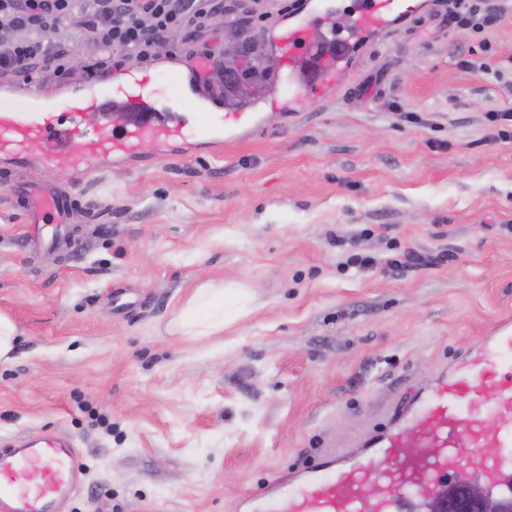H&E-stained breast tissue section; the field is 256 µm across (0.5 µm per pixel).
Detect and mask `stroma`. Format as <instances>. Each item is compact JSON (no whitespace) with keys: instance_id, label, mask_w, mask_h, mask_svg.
<instances>
[{"instance_id":"35a3bbf8","label":"stroma","mask_w":512,"mask_h":512,"mask_svg":"<svg viewBox=\"0 0 512 512\" xmlns=\"http://www.w3.org/2000/svg\"><path fill=\"white\" fill-rule=\"evenodd\" d=\"M361 44L343 83L304 112L268 111L229 145L147 164L96 162L45 180L73 201L31 242L33 171L0 162V448L66 436L80 451L61 512H239L293 474L370 439L459 356L512 321V11L476 33L435 0ZM280 0H231L207 29L163 39L140 66L156 88L225 33L276 49ZM73 63L37 86L59 104L119 73L79 27ZM491 56L504 77L470 69ZM96 72H89V64ZM415 252L431 267L399 272ZM370 256L374 266L347 265ZM228 282L224 328L170 333L194 284ZM18 336L17 328L12 319L0 313V361H8L14 350Z\"/></svg>"}]
</instances>
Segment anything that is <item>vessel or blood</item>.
<instances>
[{
    "mask_svg": "<svg viewBox=\"0 0 512 512\" xmlns=\"http://www.w3.org/2000/svg\"><path fill=\"white\" fill-rule=\"evenodd\" d=\"M412 7L409 0H363L353 33L337 39L336 50L326 56L307 82H283L274 101L281 110H299L304 101L324 94L343 71V62L359 35L387 31ZM320 4H313L304 16L280 30L278 44L289 64L301 58L302 48L313 39L311 24L323 18ZM194 67L174 68L167 74L169 98L190 100V112H172L158 107L154 92L136 70H128L124 83L112 93L97 90L87 81L86 91L98 112H122L120 126L104 123L94 137L80 135V109H72L70 126H62L49 98L32 91L19 92L14 86L0 88V160H22L30 146L36 171L66 170L79 173L90 155L117 162L164 157L183 149L196 133L209 137L211 144L238 141L244 134L260 129L258 112L211 111L212 96L197 90ZM38 214H52L65 223L70 211L68 196L41 191L33 203ZM482 383V399L494 416L493 426L469 410L474 383ZM422 425L382 440L381 451L393 459L392 467L370 462L335 470L325 467L299 479V490L285 499L273 496L257 502L247 500L248 512H406L407 508L435 491L441 477L459 483L476 481L492 496L512 494V327L500 326L485 345L463 356L438 377L421 410ZM486 461L483 470L467 466L470 453ZM77 450L71 442L56 437L37 448L0 451V512H54L59 497L74 488ZM34 469L40 480L32 486L17 484L15 473ZM370 479L372 496L361 492L362 479Z\"/></svg>",
    "mask_w": 512,
    "mask_h": 512,
    "instance_id": "obj_1",
    "label": "vessel or blood"
}]
</instances>
